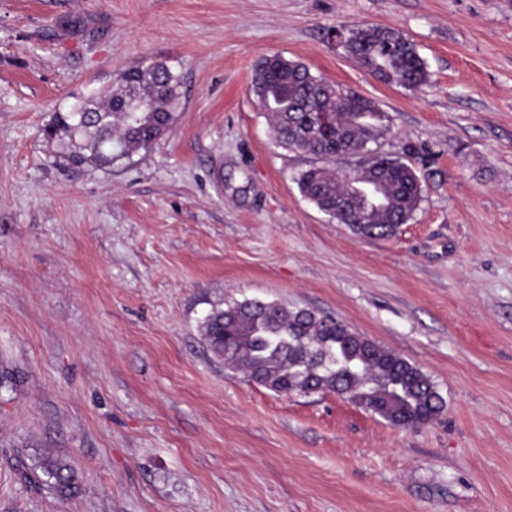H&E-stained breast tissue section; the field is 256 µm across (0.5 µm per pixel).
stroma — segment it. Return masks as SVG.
I'll return each mask as SVG.
<instances>
[{"mask_svg":"<svg viewBox=\"0 0 512 512\" xmlns=\"http://www.w3.org/2000/svg\"><path fill=\"white\" fill-rule=\"evenodd\" d=\"M402 32L423 92L332 35ZM376 102L417 147L423 199L361 239L298 190L251 86L270 55ZM181 70L150 148L64 167L44 129L141 62ZM334 314L445 400L398 428L331 393L230 375L225 296ZM0 512H512V0H0ZM83 490L25 475L44 451Z\"/></svg>","mask_w":512,"mask_h":512,"instance_id":"obj_1","label":"stroma"}]
</instances>
